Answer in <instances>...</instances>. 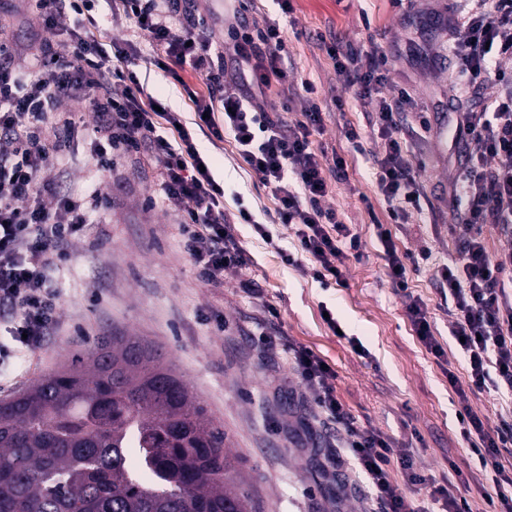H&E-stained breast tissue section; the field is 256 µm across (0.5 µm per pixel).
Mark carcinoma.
<instances>
[{
  "mask_svg": "<svg viewBox=\"0 0 512 512\" xmlns=\"http://www.w3.org/2000/svg\"><path fill=\"white\" fill-rule=\"evenodd\" d=\"M223 425L156 347L100 336L0 399V512H255Z\"/></svg>",
  "mask_w": 512,
  "mask_h": 512,
  "instance_id": "obj_1",
  "label": "carcinoma"
}]
</instances>
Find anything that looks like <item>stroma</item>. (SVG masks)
Listing matches in <instances>:
<instances>
[{
    "label": "stroma",
    "mask_w": 512,
    "mask_h": 512,
    "mask_svg": "<svg viewBox=\"0 0 512 512\" xmlns=\"http://www.w3.org/2000/svg\"><path fill=\"white\" fill-rule=\"evenodd\" d=\"M192 14L206 18L210 36L233 57L227 26L234 22L232 0H191ZM285 29L290 78L272 84L258 110L288 102L289 121L307 105L303 82L313 83L322 108L323 127L312 147L327 167L328 194L323 204L359 234L358 255L345 261V282L323 287L312 264L283 263L292 250L293 230L275 223L276 200L240 158L232 136L213 142L195 129L197 114L210 103L204 75L188 70L173 76L158 66L159 51L132 28L113 26L111 0H100L103 24L98 36L134 43L140 54L134 72L166 111L181 113L194 129V141L224 188V219L232 224L247 259L226 271L222 286L201 282L184 254L176 230L174 206L159 187V168L142 157L120 160L112 174L91 170L86 141L75 142L64 159L63 192L87 197L105 188L110 206L99 213L88 235L74 240L69 259L55 279L61 290L63 327L32 354L0 362V398L55 372L88 350L106 333L139 336L161 349L178 372L224 425L237 476L258 512H369L372 492L353 467H325V432L313 416L311 394L299 383L283 346L257 341V324L314 350L336 373V396L357 422L377 431L410 455L413 469L431 485L454 489L470 483L472 512H486L481 487H492L480 472L472 443L461 434L463 407L490 420L512 417V392L494 384L473 389L468 365L451 333L448 287L441 269L458 255L453 231L458 219L450 207L452 178L458 168L455 149H442L437 127L452 116L448 105L463 96L482 107L486 92L460 91L456 66L448 52V0H291ZM31 0H0V39L13 47L11 64L25 71L40 58L49 35L36 25ZM378 43L386 54L390 83L386 94L405 90L410 162L422 188L421 209L402 224L391 223L393 204L378 189L370 156L354 152L343 136L360 132L373 148L375 118L352 101L346 76L336 70L327 48L336 38ZM346 98L344 111L332 99ZM427 126H420V118ZM346 162L345 178L331 167ZM247 206L264 222L268 237L238 221ZM389 226L399 252L410 254L409 296L397 294L387 273L379 225ZM250 280L261 288L253 297L242 288ZM418 299L441 355L420 340L407 311ZM278 315L264 316L263 305ZM335 325H328L323 311Z\"/></svg>",
    "instance_id": "stroma-1"
}]
</instances>
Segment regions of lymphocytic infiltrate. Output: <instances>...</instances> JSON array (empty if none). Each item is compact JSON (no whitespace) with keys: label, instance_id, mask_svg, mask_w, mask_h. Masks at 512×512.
Listing matches in <instances>:
<instances>
[{"label":"lymphocytic infiltrate","instance_id":"lymphocytic-infiltrate-1","mask_svg":"<svg viewBox=\"0 0 512 512\" xmlns=\"http://www.w3.org/2000/svg\"><path fill=\"white\" fill-rule=\"evenodd\" d=\"M96 0H34L35 19L62 38L45 43V60L30 81L6 61L8 47L0 43V319L10 323L14 347L0 345V357L12 348H41L60 329L61 295L54 274L68 260L67 245L82 234L108 196L94 190L79 200L62 194V163L74 139L91 142L96 172H111L117 155L147 151L160 166L165 200L180 206V235L185 254L198 278L208 284L224 281V272L243 266L244 253L224 221V190L201 168L192 136L181 128L180 115L162 113L144 91L131 66L134 48H106L97 38ZM82 20L59 29L64 6ZM448 49L456 63L461 88L492 85L494 94L483 108L457 107L452 137L468 149L466 164L453 180L451 207L463 215V243L455 261L443 267L448 284L453 331L470 368V382L483 389L487 382L512 390V243L489 254L483 239L486 221L499 224L512 240V0H452L448 6ZM112 20L133 26L167 59L183 69L212 73L209 23L198 18L183 35L174 33L175 14L169 0H112ZM231 34L236 42L231 69L221 77L239 83L243 91L221 98L223 123L206 116L203 123L215 139L232 133L243 162L259 175L277 202L278 223L294 225L293 251L282 254L294 266L312 259L313 276L322 285L342 284V267L357 253L360 240L334 209L323 207L328 192L325 169L312 149L311 136L322 126V112L312 83L303 118L289 125L250 107L275 83L288 80L282 65L285 42L279 22ZM330 54L346 74L353 96L371 107L381 147L373 152L380 192L394 201L392 221L400 222L420 207V184L404 147L401 116L404 94L384 96L388 83L385 57L350 40H337ZM123 84L113 94V84ZM86 101L93 123L75 113L58 111L60 102ZM178 127L170 140L161 124ZM292 368L314 393L318 416L336 425L338 447L346 449L375 491L377 512H422L394 484L389 466L392 444L361 427L336 397L333 369L311 349L291 347ZM465 436H477L475 454L481 471L494 472L495 491L485 494L488 506L512 512V486L500 461L512 447V420L490 424L471 408L459 414Z\"/></svg>","mask_w":512,"mask_h":512}]
</instances>
